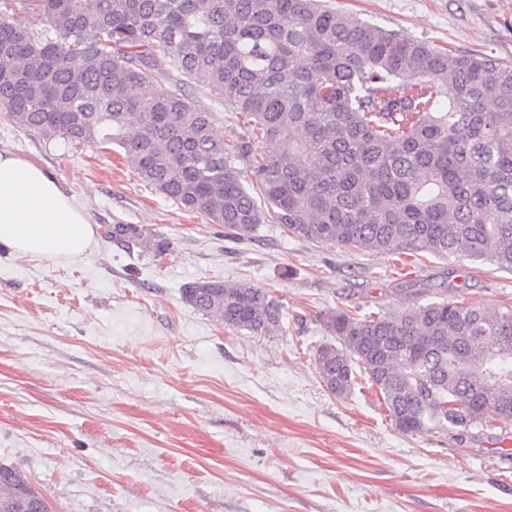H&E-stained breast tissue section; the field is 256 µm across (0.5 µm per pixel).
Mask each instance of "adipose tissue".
I'll return each instance as SVG.
<instances>
[{"label": "adipose tissue", "instance_id": "ef3b65f1", "mask_svg": "<svg viewBox=\"0 0 512 512\" xmlns=\"http://www.w3.org/2000/svg\"><path fill=\"white\" fill-rule=\"evenodd\" d=\"M93 238L89 210L77 206L52 174L25 158L0 153V246L70 259L83 255Z\"/></svg>", "mask_w": 512, "mask_h": 512}]
</instances>
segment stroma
Listing matches in <instances>:
<instances>
[{
  "label": "stroma",
  "mask_w": 512,
  "mask_h": 512,
  "mask_svg": "<svg viewBox=\"0 0 512 512\" xmlns=\"http://www.w3.org/2000/svg\"><path fill=\"white\" fill-rule=\"evenodd\" d=\"M412 38L512 63V0H324ZM227 145L244 134L200 86ZM53 174L86 206V255L49 261L0 246V461L58 512H512V421L457 439L392 424L374 390L339 398L314 348L334 308H399L397 263L260 225L251 240L152 190L119 148L30 134L0 111V152ZM138 224L167 254L106 238ZM412 279L467 303L512 304V274L414 257ZM247 281L283 305L282 332L224 327L189 306L194 281Z\"/></svg>",
  "instance_id": "1"
}]
</instances>
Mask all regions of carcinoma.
Masks as SVG:
<instances>
[{
    "label": "carcinoma",
    "mask_w": 512,
    "mask_h": 512,
    "mask_svg": "<svg viewBox=\"0 0 512 512\" xmlns=\"http://www.w3.org/2000/svg\"><path fill=\"white\" fill-rule=\"evenodd\" d=\"M0 16V110L45 138L121 149L144 183L251 239L262 224L318 244L467 259L512 272V65L349 17L318 0H13ZM35 13L56 33L27 25ZM244 120L235 146L191 85ZM294 132L280 142L282 134ZM251 173V185L243 180ZM122 247L170 243L112 224ZM399 311L321 315L326 389L356 376L406 435L492 431L512 418V305L395 283ZM185 302L258 336L282 305L249 282L204 280ZM0 512H56L0 463Z\"/></svg>",
    "instance_id": "obj_1"
}]
</instances>
